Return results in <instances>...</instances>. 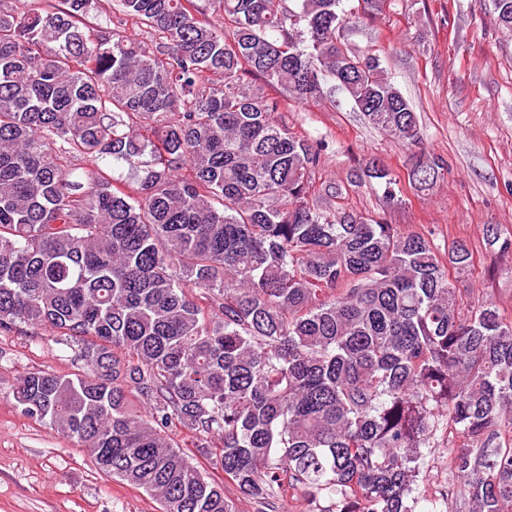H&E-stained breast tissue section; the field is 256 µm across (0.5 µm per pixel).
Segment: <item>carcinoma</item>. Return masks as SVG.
I'll list each match as a JSON object with an SVG mask.
<instances>
[{
    "mask_svg": "<svg viewBox=\"0 0 512 512\" xmlns=\"http://www.w3.org/2000/svg\"><path fill=\"white\" fill-rule=\"evenodd\" d=\"M103 2L0 0V330L42 329L82 363L28 373L21 411L160 512H238L175 429L257 512L290 495L414 512L441 444L459 509L512 512V313L464 299L466 241L324 209L341 192L314 186L328 145L278 117L327 77L370 125L419 142L380 56L340 43L382 0H211L220 26L197 0H112L90 25ZM493 22L512 31V0ZM445 170L417 157L412 188ZM364 177L395 200L387 167ZM485 235L512 255L511 233Z\"/></svg>",
    "mask_w": 512,
    "mask_h": 512,
    "instance_id": "1",
    "label": "carcinoma"
}]
</instances>
